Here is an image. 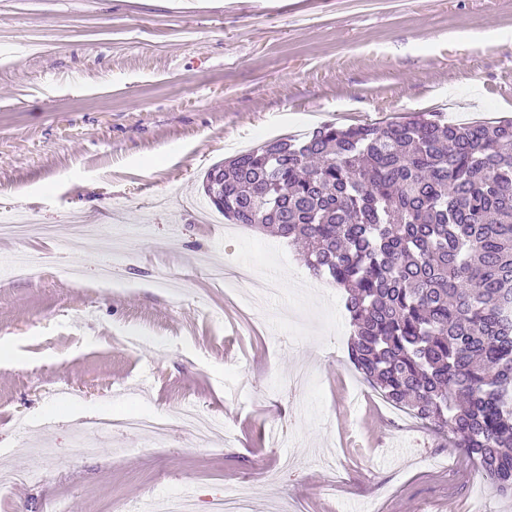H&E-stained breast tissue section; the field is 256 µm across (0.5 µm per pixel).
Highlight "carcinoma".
Returning <instances> with one entry per match:
<instances>
[{"label": "carcinoma", "mask_w": 512, "mask_h": 512, "mask_svg": "<svg viewBox=\"0 0 512 512\" xmlns=\"http://www.w3.org/2000/svg\"><path fill=\"white\" fill-rule=\"evenodd\" d=\"M347 292L349 360L512 493V119L322 124L224 161V206Z\"/></svg>", "instance_id": "obj_1"}]
</instances>
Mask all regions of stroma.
<instances>
[{"label":"stroma","instance_id":"1","mask_svg":"<svg viewBox=\"0 0 512 512\" xmlns=\"http://www.w3.org/2000/svg\"><path fill=\"white\" fill-rule=\"evenodd\" d=\"M424 111L512 118V0H0V220L87 227L0 239L51 259L0 264V512H512L353 368L343 289L195 214L237 151ZM189 403L208 437L82 426Z\"/></svg>","mask_w":512,"mask_h":512}]
</instances>
